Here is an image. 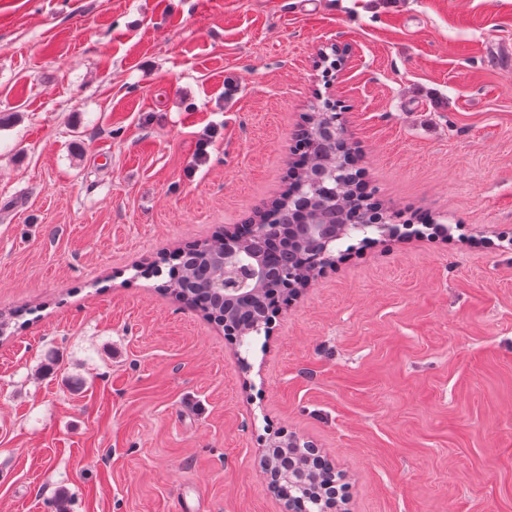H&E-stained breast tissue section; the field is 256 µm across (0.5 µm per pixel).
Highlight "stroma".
<instances>
[{
  "mask_svg": "<svg viewBox=\"0 0 512 512\" xmlns=\"http://www.w3.org/2000/svg\"><path fill=\"white\" fill-rule=\"evenodd\" d=\"M510 47L512 0H0V512H284V434L345 512H512ZM324 102L413 232L238 345L151 271ZM305 448L304 453L296 456L299 460V468L303 471L314 472L312 469H308V465L311 464L313 460L316 461L318 467L323 459L322 450L318 448L316 444L312 442H306L304 445H300V440L293 437L289 440V442L279 443L274 446V454L281 449L286 450V448Z\"/></svg>",
  "mask_w": 512,
  "mask_h": 512,
  "instance_id": "obj_1",
  "label": "stroma"
}]
</instances>
